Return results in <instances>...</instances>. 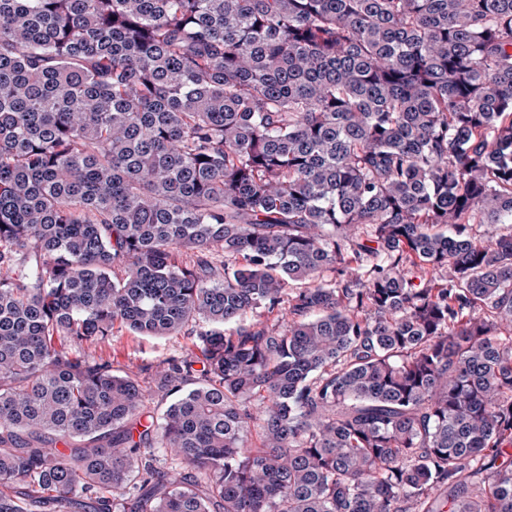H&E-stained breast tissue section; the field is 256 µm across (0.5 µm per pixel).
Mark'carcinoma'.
Returning a JSON list of instances; mask_svg holds the SVG:
<instances>
[{"label":"carcinoma","mask_w":512,"mask_h":512,"mask_svg":"<svg viewBox=\"0 0 512 512\" xmlns=\"http://www.w3.org/2000/svg\"><path fill=\"white\" fill-rule=\"evenodd\" d=\"M476 222L512 0H0V512H512ZM190 339L183 334L166 338H142L124 331L111 341L85 347L96 357L112 361L114 367L136 369L142 364L156 365L171 356H183L189 352Z\"/></svg>","instance_id":"1"}]
</instances>
